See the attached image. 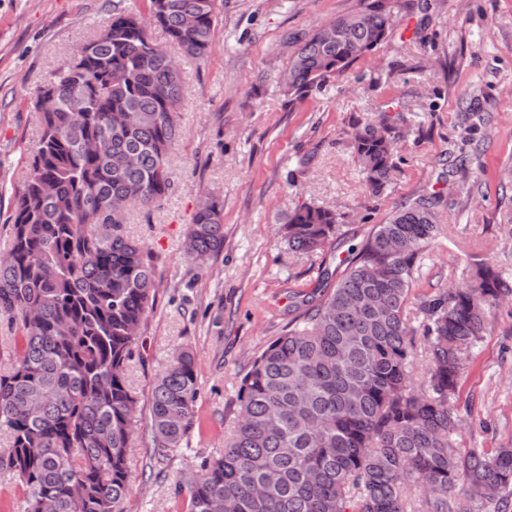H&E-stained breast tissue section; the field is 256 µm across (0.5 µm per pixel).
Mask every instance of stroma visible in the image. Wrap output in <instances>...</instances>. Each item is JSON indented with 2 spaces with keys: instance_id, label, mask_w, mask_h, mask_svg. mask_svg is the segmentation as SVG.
Segmentation results:
<instances>
[{
  "instance_id": "obj_1",
  "label": "stroma",
  "mask_w": 512,
  "mask_h": 512,
  "mask_svg": "<svg viewBox=\"0 0 512 512\" xmlns=\"http://www.w3.org/2000/svg\"><path fill=\"white\" fill-rule=\"evenodd\" d=\"M144 0H0V253L7 218L38 149L33 103L49 74L112 16ZM360 0H218L207 61L184 63L182 137L168 167L171 194L131 209L124 227L157 258V295L126 382L139 432L128 449L126 512H185L202 458L224 450L241 377L282 336L293 297L317 288L392 211L424 192L442 195L444 234L417 274L416 303L462 284L485 262L512 276V0H398L373 51L303 101L275 82L287 70L291 32L354 12ZM402 115L405 134L385 192L366 194L353 157V126ZM466 151L465 172L451 162ZM224 204V250L201 267L184 253L199 192ZM336 210L334 247L318 256L289 250L282 226L303 205ZM178 348L196 358L194 426L181 447L159 456L145 445L151 391ZM458 406L461 448H512V307L494 308L473 349Z\"/></svg>"
}]
</instances>
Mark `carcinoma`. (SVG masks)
<instances>
[{"mask_svg":"<svg viewBox=\"0 0 512 512\" xmlns=\"http://www.w3.org/2000/svg\"><path fill=\"white\" fill-rule=\"evenodd\" d=\"M115 5L107 26L48 79L56 107L35 108L40 140L13 199L11 244L0 255V318L22 344L0 371V468L26 495V512H123L136 401L125 368L154 308L155 257L124 230L122 213L158 205L173 188L167 156L180 135V68L150 48L148 23L182 55L210 53L217 0ZM393 0H373L297 45L279 76L295 100L375 49ZM397 118L353 128L366 192L389 184ZM442 197L422 193L393 211L334 282L293 302L288 331L240 381L237 424L224 453L200 464L186 512H512V448H457L458 382L487 331L489 310L512 301V278L477 263L462 288L406 308L421 259L443 234ZM338 215L303 206L283 225L288 249L318 254ZM224 250V207H197L186 252L200 266ZM425 371L414 386L416 336ZM194 355L183 349L151 393L153 447H181L194 423ZM419 492L420 506L408 493Z\"/></svg>","mask_w":512,"mask_h":512,"instance_id":"cac0c4a2","label":"carcinoma"}]
</instances>
